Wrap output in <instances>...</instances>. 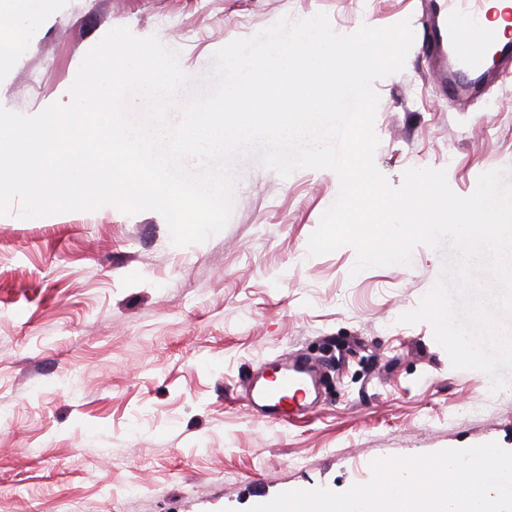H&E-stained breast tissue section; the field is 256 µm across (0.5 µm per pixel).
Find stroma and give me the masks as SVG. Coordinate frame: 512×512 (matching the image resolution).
<instances>
[{"instance_id": "stroma-1", "label": "stroma", "mask_w": 512, "mask_h": 512, "mask_svg": "<svg viewBox=\"0 0 512 512\" xmlns=\"http://www.w3.org/2000/svg\"><path fill=\"white\" fill-rule=\"evenodd\" d=\"M325 13L333 30L409 21L402 71L377 80L375 164L400 188L442 169L468 196L512 167V70L466 97L442 93L421 37V0H47L23 9L0 61V106L64 102L110 29L177 51L193 89L213 54L281 17ZM234 209L207 241L175 247L164 218L112 206L39 220L0 215V512H235L295 489L367 483L377 458L488 442L512 450V386L454 368L427 323H399L452 262L416 246L409 264L353 273L345 246L312 256L337 175L289 177L249 154L231 165ZM321 365L317 402L282 425L249 402L264 365Z\"/></svg>"}]
</instances>
